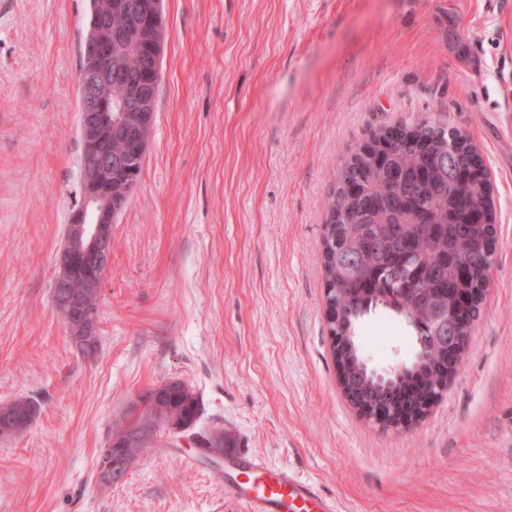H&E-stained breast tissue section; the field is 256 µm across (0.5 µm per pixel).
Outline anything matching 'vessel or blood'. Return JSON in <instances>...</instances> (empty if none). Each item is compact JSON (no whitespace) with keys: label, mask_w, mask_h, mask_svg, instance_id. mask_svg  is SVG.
Returning a JSON list of instances; mask_svg holds the SVG:
<instances>
[{"label":"vessel or blood","mask_w":512,"mask_h":512,"mask_svg":"<svg viewBox=\"0 0 512 512\" xmlns=\"http://www.w3.org/2000/svg\"><path fill=\"white\" fill-rule=\"evenodd\" d=\"M223 478L225 494L245 512H338L314 481L237 448L224 451Z\"/></svg>","instance_id":"obj_1"}]
</instances>
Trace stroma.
Instances as JSON below:
<instances>
[{
	"mask_svg": "<svg viewBox=\"0 0 512 512\" xmlns=\"http://www.w3.org/2000/svg\"><path fill=\"white\" fill-rule=\"evenodd\" d=\"M141 177L112 226L99 348L55 309L80 197L87 0H0V401L38 400L0 438V512H242L220 427L312 479L340 512H512V0H164ZM428 118L484 158L497 255L467 352L418 426L342 395L324 312L325 202L369 135ZM368 364L409 361V331ZM182 381L200 416L106 488L98 454L145 390Z\"/></svg>",
	"mask_w": 512,
	"mask_h": 512,
	"instance_id": "1",
	"label": "stroma"
}]
</instances>
